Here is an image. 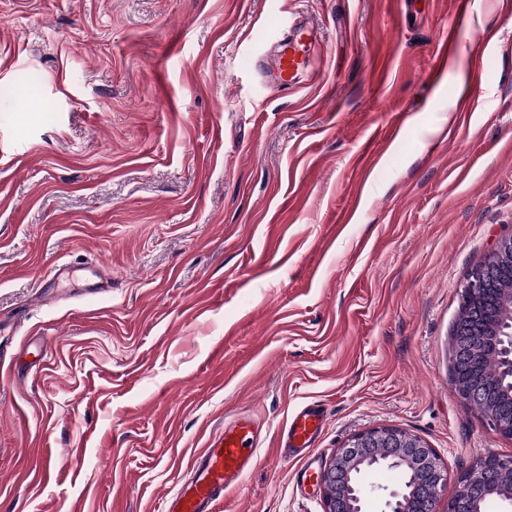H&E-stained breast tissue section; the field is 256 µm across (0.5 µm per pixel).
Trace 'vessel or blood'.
Masks as SVG:
<instances>
[{"label":"vessel or blood","instance_id":"b4317fda","mask_svg":"<svg viewBox=\"0 0 512 512\" xmlns=\"http://www.w3.org/2000/svg\"><path fill=\"white\" fill-rule=\"evenodd\" d=\"M318 46L316 28L301 20L278 41L269 60L250 59L249 67L288 89L307 73ZM323 423L324 412L317 406L293 414L285 429V455L310 447ZM258 446V429L253 421L245 416L237 418L223 433L211 438L193 464L191 480L163 498L162 512H212L225 488L238 482L252 467Z\"/></svg>","mask_w":512,"mask_h":512}]
</instances>
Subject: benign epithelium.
Returning a JSON list of instances; mask_svg holds the SVG:
<instances>
[{
	"mask_svg": "<svg viewBox=\"0 0 512 512\" xmlns=\"http://www.w3.org/2000/svg\"><path fill=\"white\" fill-rule=\"evenodd\" d=\"M497 269L506 276L500 294L502 306L511 312L505 323L497 316L488 321H468L467 314L484 301L486 272ZM465 314L451 329L450 375L460 400L479 411L497 434L512 437V413L501 409L512 402V234L501 238L487 259L474 267L460 296ZM493 360L499 366L500 381L479 377V368ZM387 468L402 473L400 484L389 491L384 512H482L485 499L512 506V458L489 454L459 479L460 491L439 508V492L447 482L436 451L423 440L395 427H381L357 433L330 458L320 474L324 512H365L363 475Z\"/></svg>",
	"mask_w": 512,
	"mask_h": 512,
	"instance_id": "1",
	"label": "benign epithelium"
}]
</instances>
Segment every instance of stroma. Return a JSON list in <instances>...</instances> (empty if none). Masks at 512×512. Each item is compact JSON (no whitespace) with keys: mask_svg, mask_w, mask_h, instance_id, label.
<instances>
[{"mask_svg":"<svg viewBox=\"0 0 512 512\" xmlns=\"http://www.w3.org/2000/svg\"><path fill=\"white\" fill-rule=\"evenodd\" d=\"M294 19L318 70L285 90L244 56ZM511 233L512 0H0V512H160L241 414L258 457L214 512H323L387 426L451 500L512 456L449 374ZM324 411L319 406H307L292 415L285 429V457L309 448L322 430Z\"/></svg>","mask_w":512,"mask_h":512,"instance_id":"1","label":"stroma"}]
</instances>
